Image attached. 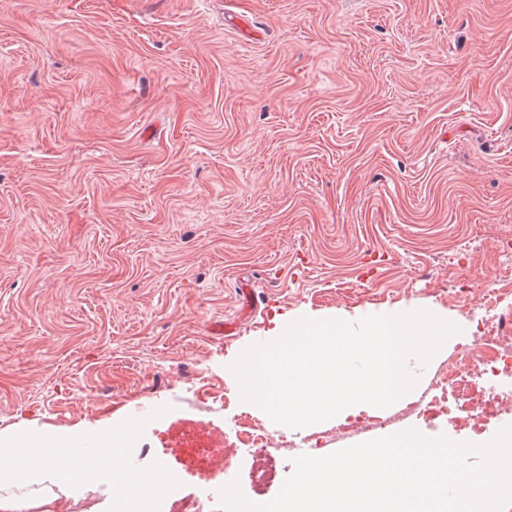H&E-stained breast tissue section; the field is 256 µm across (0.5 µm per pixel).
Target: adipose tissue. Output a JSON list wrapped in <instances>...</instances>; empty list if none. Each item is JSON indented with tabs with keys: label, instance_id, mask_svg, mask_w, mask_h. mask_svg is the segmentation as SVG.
Instances as JSON below:
<instances>
[{
	"label": "adipose tissue",
	"instance_id": "adipose-tissue-1",
	"mask_svg": "<svg viewBox=\"0 0 512 512\" xmlns=\"http://www.w3.org/2000/svg\"><path fill=\"white\" fill-rule=\"evenodd\" d=\"M83 437L0 439V512H58L56 489L85 476Z\"/></svg>",
	"mask_w": 512,
	"mask_h": 512
}]
</instances>
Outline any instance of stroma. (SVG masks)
Returning <instances> with one entry per match:
<instances>
[{
	"instance_id": "obj_1",
	"label": "stroma",
	"mask_w": 512,
	"mask_h": 512,
	"mask_svg": "<svg viewBox=\"0 0 512 512\" xmlns=\"http://www.w3.org/2000/svg\"><path fill=\"white\" fill-rule=\"evenodd\" d=\"M512 309V0H0V436L134 427L150 496L272 501L433 411L303 428L232 364L306 317ZM235 324L218 336L221 321ZM264 430L261 493L239 423ZM168 477L169 471L163 465L157 464L148 474L144 476L137 475L134 479V485L145 491L143 495L156 494L163 491L169 485ZM134 485L131 482L129 485L119 484L113 486V498L122 500L133 499L135 497L134 494L138 493L137 490H134Z\"/></svg>"
}]
</instances>
